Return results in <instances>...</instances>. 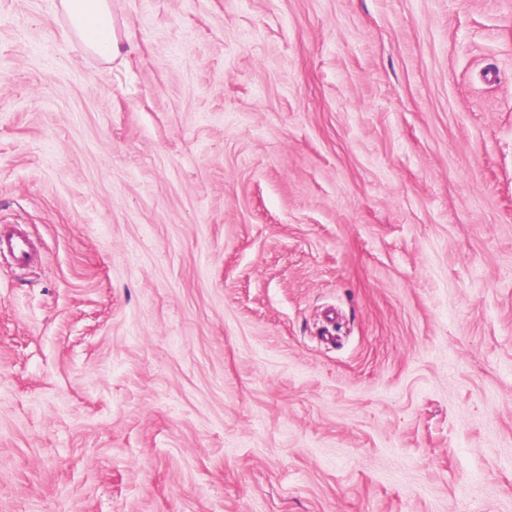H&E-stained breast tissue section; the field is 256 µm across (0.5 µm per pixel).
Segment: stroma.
Here are the masks:
<instances>
[{"mask_svg":"<svg viewBox=\"0 0 512 512\" xmlns=\"http://www.w3.org/2000/svg\"><path fill=\"white\" fill-rule=\"evenodd\" d=\"M0 0V512H512V0ZM65 10L77 21V30L95 51L110 57L115 44L112 39V17L108 0H62ZM33 246L27 233L16 226H3L0 230V252L11 258L18 268L31 265Z\"/></svg>","mask_w":512,"mask_h":512,"instance_id":"stroma-1","label":"stroma"}]
</instances>
